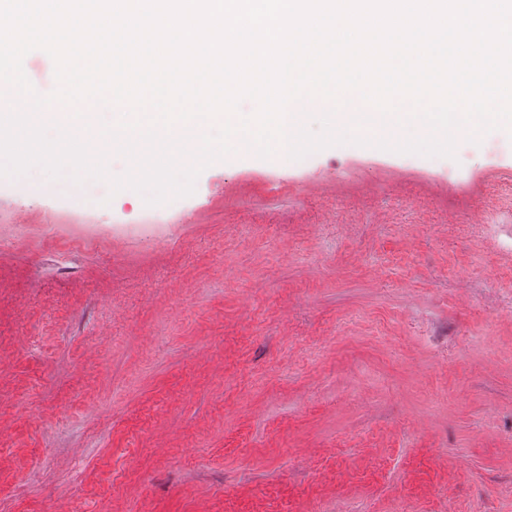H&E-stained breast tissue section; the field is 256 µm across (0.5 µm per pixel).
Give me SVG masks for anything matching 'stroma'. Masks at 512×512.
Returning <instances> with one entry per match:
<instances>
[{
	"instance_id": "obj_1",
	"label": "stroma",
	"mask_w": 512,
	"mask_h": 512,
	"mask_svg": "<svg viewBox=\"0 0 512 512\" xmlns=\"http://www.w3.org/2000/svg\"><path fill=\"white\" fill-rule=\"evenodd\" d=\"M456 152L0 177V512H512V135Z\"/></svg>"
}]
</instances>
